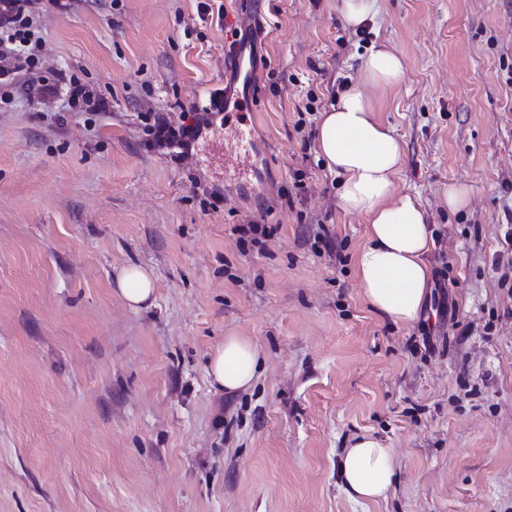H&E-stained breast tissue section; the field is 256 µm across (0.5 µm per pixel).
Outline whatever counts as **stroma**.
Returning a JSON list of instances; mask_svg holds the SVG:
<instances>
[{"instance_id":"stroma-1","label":"stroma","mask_w":512,"mask_h":512,"mask_svg":"<svg viewBox=\"0 0 512 512\" xmlns=\"http://www.w3.org/2000/svg\"><path fill=\"white\" fill-rule=\"evenodd\" d=\"M69 3L38 4L43 74L106 111L22 80L0 103V512H512V0H376L360 32L340 0ZM235 28L249 87L224 70ZM384 45L405 77L371 98L440 287L411 324L364 301L366 219L317 148ZM218 89L187 159L149 148V113ZM247 217L272 236L239 244ZM131 264L155 274L149 308L116 291ZM230 334L262 352L233 394L206 374ZM364 433L397 455L378 502L338 476ZM68 103L74 108H78V112L92 110L93 112H100L106 109V102L94 97L93 93L84 85H80L74 81L69 82L68 85Z\"/></svg>"}]
</instances>
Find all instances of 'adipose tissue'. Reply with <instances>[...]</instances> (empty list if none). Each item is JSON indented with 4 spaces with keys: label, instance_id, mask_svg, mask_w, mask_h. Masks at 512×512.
I'll return each mask as SVG.
<instances>
[{
    "label": "adipose tissue",
    "instance_id": "obj_1",
    "mask_svg": "<svg viewBox=\"0 0 512 512\" xmlns=\"http://www.w3.org/2000/svg\"><path fill=\"white\" fill-rule=\"evenodd\" d=\"M403 76L397 54L385 48L370 50L358 80L323 112L317 143L328 168L341 178V211L368 219L366 241L356 255L362 296L378 315L405 324L419 320L425 308L432 233L417 198L396 189L402 146L369 99L371 89L394 87ZM117 292L130 308H142L154 293L152 270L141 265L122 268ZM259 360L260 350L250 337L225 336L210 359V382L228 392L245 389L256 376ZM340 476L352 499L385 498L396 476L393 448L371 434L355 437L343 452Z\"/></svg>",
    "mask_w": 512,
    "mask_h": 512
}]
</instances>
